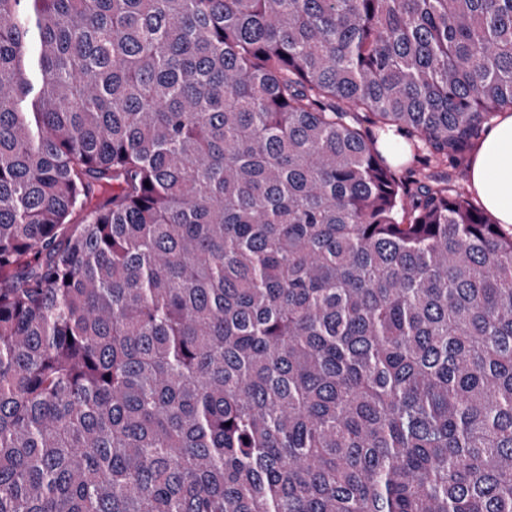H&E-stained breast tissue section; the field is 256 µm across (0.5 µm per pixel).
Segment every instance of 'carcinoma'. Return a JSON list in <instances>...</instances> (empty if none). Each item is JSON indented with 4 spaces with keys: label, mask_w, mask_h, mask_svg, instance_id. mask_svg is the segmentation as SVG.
<instances>
[{
    "label": "carcinoma",
    "mask_w": 512,
    "mask_h": 512,
    "mask_svg": "<svg viewBox=\"0 0 512 512\" xmlns=\"http://www.w3.org/2000/svg\"><path fill=\"white\" fill-rule=\"evenodd\" d=\"M504 110L512 0H0V512H512ZM475 146L470 167L454 172V184L474 202L481 201L499 224H512V114H502L486 130L473 154ZM468 169L470 186L479 198L469 188Z\"/></svg>",
    "instance_id": "1"
}]
</instances>
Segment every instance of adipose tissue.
<instances>
[{
    "mask_svg": "<svg viewBox=\"0 0 512 512\" xmlns=\"http://www.w3.org/2000/svg\"><path fill=\"white\" fill-rule=\"evenodd\" d=\"M469 181L497 222L512 224V114L486 130L471 158Z\"/></svg>",
    "mask_w": 512,
    "mask_h": 512,
    "instance_id": "adipose-tissue-1",
    "label": "adipose tissue"
}]
</instances>
